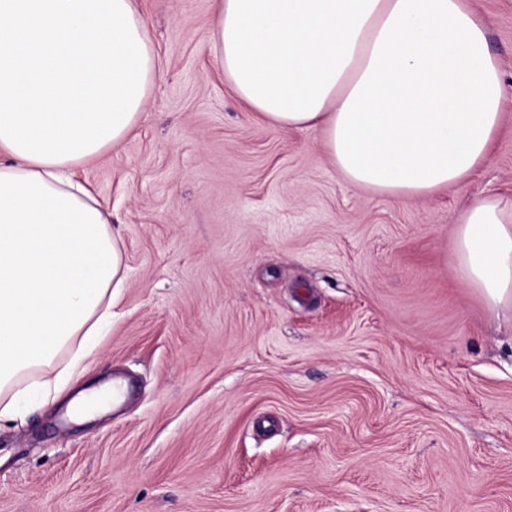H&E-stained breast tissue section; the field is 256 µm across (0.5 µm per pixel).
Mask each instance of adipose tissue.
<instances>
[{
  "label": "adipose tissue",
  "mask_w": 512,
  "mask_h": 512,
  "mask_svg": "<svg viewBox=\"0 0 512 512\" xmlns=\"http://www.w3.org/2000/svg\"><path fill=\"white\" fill-rule=\"evenodd\" d=\"M488 31L467 0H213L209 50L269 125L318 131L348 184L404 199L490 161L503 93ZM86 163L0 141V423L56 400L112 326L121 252ZM452 261L491 317L512 313V201L469 204Z\"/></svg>",
  "instance_id": "obj_1"
}]
</instances>
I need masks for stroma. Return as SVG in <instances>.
Wrapping results in <instances>:
<instances>
[{
  "mask_svg": "<svg viewBox=\"0 0 512 512\" xmlns=\"http://www.w3.org/2000/svg\"><path fill=\"white\" fill-rule=\"evenodd\" d=\"M164 75L81 173L126 267L81 384L0 426V512H512V317L451 261L473 200L512 199V0L490 21L503 126L465 186H350L318 132L268 126L209 52L212 0H139ZM104 391L112 392V381L97 387H85L78 390L67 405V416L69 419L81 423L92 419L95 413L108 410L110 406L104 410H98L94 407L95 401Z\"/></svg>",
  "mask_w": 512,
  "mask_h": 512,
  "instance_id": "35a3bbf8",
  "label": "stroma"
}]
</instances>
